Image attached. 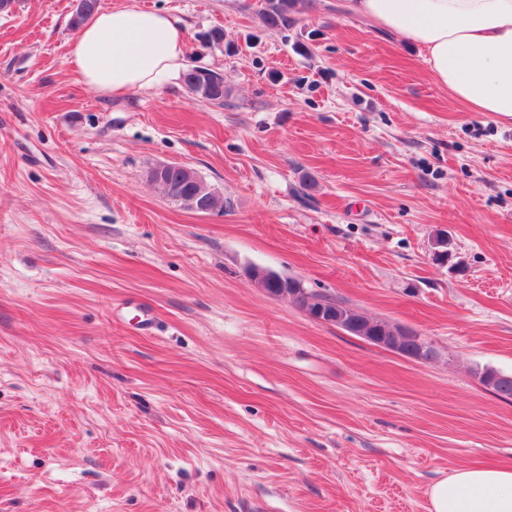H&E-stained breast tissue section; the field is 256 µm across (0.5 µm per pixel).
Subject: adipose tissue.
Returning a JSON list of instances; mask_svg holds the SVG:
<instances>
[{
    "label": "adipose tissue",
    "instance_id": "adipose-tissue-1",
    "mask_svg": "<svg viewBox=\"0 0 512 512\" xmlns=\"http://www.w3.org/2000/svg\"><path fill=\"white\" fill-rule=\"evenodd\" d=\"M356 14L413 44L437 83L473 112L512 119V0H349ZM187 44L165 13L126 6L96 12L67 64L103 96L164 88ZM431 512H512V468L463 467L428 491Z\"/></svg>",
    "mask_w": 512,
    "mask_h": 512
}]
</instances>
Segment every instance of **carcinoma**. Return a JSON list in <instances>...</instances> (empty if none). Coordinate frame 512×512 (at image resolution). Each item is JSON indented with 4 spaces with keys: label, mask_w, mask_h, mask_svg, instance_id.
Wrapping results in <instances>:
<instances>
[{
    "label": "carcinoma",
    "mask_w": 512,
    "mask_h": 512,
    "mask_svg": "<svg viewBox=\"0 0 512 512\" xmlns=\"http://www.w3.org/2000/svg\"><path fill=\"white\" fill-rule=\"evenodd\" d=\"M304 0H260L257 10L261 22L270 30H284L293 26L296 15L301 13ZM99 7V0H76V7L70 19L71 28L77 30L93 15ZM187 92L194 99H201L214 104H224V99L230 95V89L225 85L224 76L202 66L190 68L183 76ZM149 182L166 198L180 206L197 212H214L224 210V199L211 188L201 177H191L186 167L172 165L148 173ZM325 312L342 316L353 311L357 324L361 327L374 326L380 336L391 335V323L381 318H371L358 310L351 309L343 301L323 297ZM480 382L487 390L501 400H512V380L506 374L492 367H486L480 373Z\"/></svg>",
    "instance_id": "1"
}]
</instances>
